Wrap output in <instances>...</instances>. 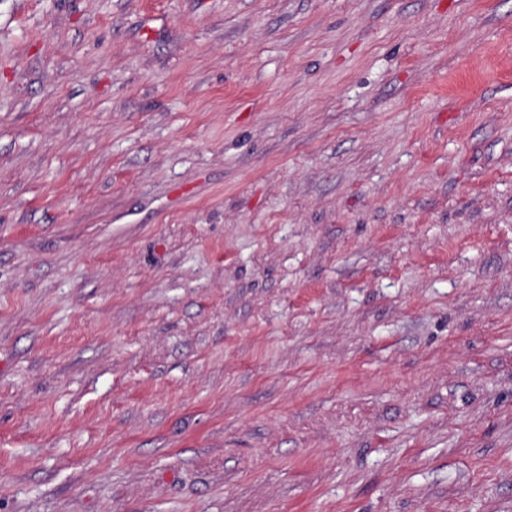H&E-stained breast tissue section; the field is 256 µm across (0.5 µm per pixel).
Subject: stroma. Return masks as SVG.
I'll use <instances>...</instances> for the list:
<instances>
[{"label": "stroma", "mask_w": 512, "mask_h": 512, "mask_svg": "<svg viewBox=\"0 0 512 512\" xmlns=\"http://www.w3.org/2000/svg\"><path fill=\"white\" fill-rule=\"evenodd\" d=\"M0 512H512V0H0Z\"/></svg>", "instance_id": "1"}]
</instances>
